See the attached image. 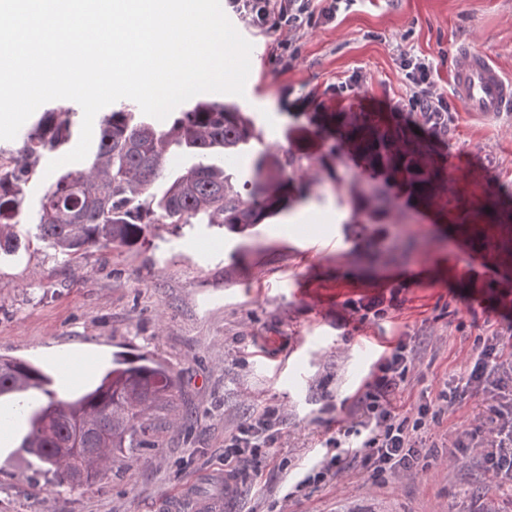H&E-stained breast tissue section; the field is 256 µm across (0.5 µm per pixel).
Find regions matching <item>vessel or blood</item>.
I'll use <instances>...</instances> for the list:
<instances>
[{
  "instance_id": "obj_1",
  "label": "vessel or blood",
  "mask_w": 512,
  "mask_h": 512,
  "mask_svg": "<svg viewBox=\"0 0 512 512\" xmlns=\"http://www.w3.org/2000/svg\"><path fill=\"white\" fill-rule=\"evenodd\" d=\"M453 89L466 110L476 116L491 118L512 111V79L476 47L458 51Z\"/></svg>"
}]
</instances>
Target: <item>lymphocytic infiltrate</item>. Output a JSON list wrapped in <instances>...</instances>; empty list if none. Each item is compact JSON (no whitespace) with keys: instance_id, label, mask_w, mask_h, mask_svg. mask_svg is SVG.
Segmentation results:
<instances>
[{"instance_id":"obj_1","label":"lymphocytic infiltrate","mask_w":512,"mask_h":512,"mask_svg":"<svg viewBox=\"0 0 512 512\" xmlns=\"http://www.w3.org/2000/svg\"><path fill=\"white\" fill-rule=\"evenodd\" d=\"M236 13L242 14L251 28L262 33L282 28L298 31L324 22H332L341 6H352L355 0H330L319 9L314 0H227ZM402 69L412 90L402 104L405 112L423 115L434 128L445 124L450 107L442 94L433 89L431 64L426 59H403ZM408 357L404 348H396L379 364L363 398L374 427L363 442L365 463L371 464L375 475L386 471L416 468L426 446L419 432L426 425V407H419L416 416H399L392 401L406 379ZM466 388L490 393L493 404V426L485 442L487 452L482 461L485 471L512 486V350L501 336L487 338L475 347ZM277 408H265L258 417L241 423L234 433L224 438V463L233 466L254 460L273 448L276 437L272 424Z\"/></svg>"}]
</instances>
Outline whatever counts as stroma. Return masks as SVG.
<instances>
[{
    "label": "stroma",
    "instance_id": "1",
    "mask_svg": "<svg viewBox=\"0 0 512 512\" xmlns=\"http://www.w3.org/2000/svg\"><path fill=\"white\" fill-rule=\"evenodd\" d=\"M260 37L252 60L249 110L272 151L319 156L328 142L308 122L314 112H388L409 89L402 55L429 59L448 100V148L460 193L439 223L419 220L421 205L390 191L379 224L352 221L351 189L365 182L358 163L336 161V178L317 167L307 201L242 237L210 224H159L141 246L92 249L68 263L17 225L28 248L0 258V355L49 373L76 353L83 371L58 386L83 392L118 360L143 354L175 373L179 423L159 448L130 459L91 487L52 488L39 462L18 447L25 421L0 429V512H163L165 496L224 491V437L266 406L279 407L276 449L240 463L223 512H512V493L485 476V450L452 443L486 436L491 399L445 393L469 374L477 338L512 322V112L478 120L456 100L457 45L471 43L512 78V0H357L336 21ZM358 76L352 90L337 85ZM489 258L485 279L463 275L461 243ZM383 299L385 312L360 319L349 303ZM405 345L411 360L393 401L399 415L428 406L432 452L418 470L378 480L355 462V431L367 422L359 400L383 356ZM353 459L336 478L308 481L311 468Z\"/></svg>",
    "mask_w": 512,
    "mask_h": 512
}]
</instances>
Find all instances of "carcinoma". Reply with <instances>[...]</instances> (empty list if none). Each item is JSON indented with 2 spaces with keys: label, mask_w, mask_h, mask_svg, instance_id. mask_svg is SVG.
I'll list each match as a JSON object with an SVG mask.
<instances>
[{
  "label": "carcinoma",
  "mask_w": 512,
  "mask_h": 512,
  "mask_svg": "<svg viewBox=\"0 0 512 512\" xmlns=\"http://www.w3.org/2000/svg\"><path fill=\"white\" fill-rule=\"evenodd\" d=\"M71 115L65 106L44 110L19 151L0 153V252L18 249L15 226L23 188L45 152L71 141ZM313 119L325 135L336 133L347 151L382 177L381 184L354 197V210L367 222L378 224L386 215L392 184L424 205L455 195L436 151L448 129L430 128L415 112H322ZM260 145L254 117L234 103L198 100L164 129L128 109L108 112L100 119L91 163L60 175L45 191L33 217L36 238L73 262L91 248L130 249L151 224H218L247 236L266 219L308 199L313 184L288 173L303 156L275 155ZM178 149L196 162L166 178V160ZM243 156L251 171L245 193L224 164ZM163 177L161 193L151 192ZM51 385L35 365L0 356V396L41 393L18 403L24 409L34 405L26 414L29 429L20 450L45 466L53 487L68 485L70 463L57 452L66 442L82 448L90 485L121 470L126 459L158 447L180 393L167 367L143 357L124 360L94 389L73 399L59 397Z\"/></svg>",
  "instance_id": "1"
}]
</instances>
